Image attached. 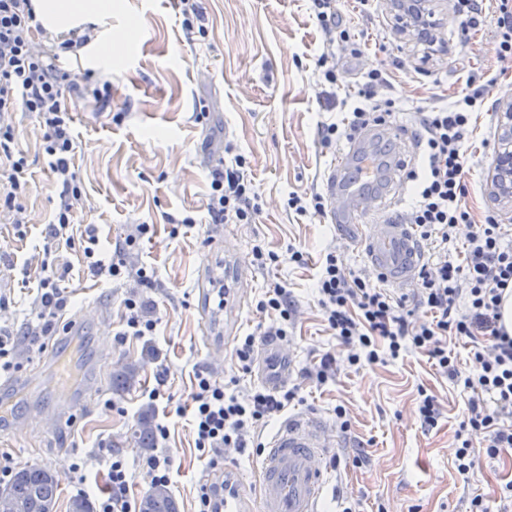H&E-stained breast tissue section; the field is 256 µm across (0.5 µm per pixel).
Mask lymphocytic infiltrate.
I'll list each match as a JSON object with an SVG mask.
<instances>
[{"label": "lymphocytic infiltrate", "instance_id": "1", "mask_svg": "<svg viewBox=\"0 0 512 512\" xmlns=\"http://www.w3.org/2000/svg\"><path fill=\"white\" fill-rule=\"evenodd\" d=\"M34 0H0V115L24 109L36 113L44 130L42 151L61 187L59 202L46 235L54 241L74 246L72 218L82 198L81 182L75 169L76 141L71 133L63 100L82 93L59 65L61 52L87 46L91 34L86 29L70 31L67 39L34 47L32 35L40 23ZM323 35L321 61L335 59V43H344L349 57L358 58L361 47L347 29L336 21V0H310ZM388 81L379 70L369 71L345 124L323 125L326 142L342 141L370 120L391 116L393 98L377 97L376 87ZM485 87L467 80L460 99L446 106L420 111L419 124L426 140V154L420 174L414 176L413 202L404 221L411 224L431 252L422 264L416 305L426 309V319H415L405 296L374 285L371 274H359L340 264L335 250H326L316 274L315 291L326 328L335 336L338 355H325L310 376L318 384L332 380L337 363L360 368L399 358L407 352L424 355L437 373L454 386L468 392L466 411L455 434L454 464L462 478H470L483 463L512 451V335L501 322L505 292L512 291V229L486 215L475 223L464 203L468 194L464 162L471 114L483 102ZM244 158L234 166L212 169L207 211L214 224H250L260 212L259 196L249 179ZM28 157L20 149L12 125L0 124V169L8 172V184L0 192V211L14 224L26 223L21 198L26 185L21 180ZM468 226L462 261L448 258V244L459 226ZM151 225L140 224L129 235L125 247L112 259H103L93 227L82 237L84 260L95 276L119 280L133 275L140 287L156 283L153 270L141 266L128 270L126 252L149 235ZM61 273L48 270L36 300L39 311L30 333L50 332L67 300L60 287ZM121 335L150 342L158 319L149 315L140 296L123 301ZM258 312L275 316L267 330L271 336H287L296 316L290 291L273 283L256 304ZM468 341L474 348L475 365L463 371L452 348L454 342ZM493 396L496 406L488 408L485 398ZM297 390L254 389L245 395L227 393L214 375L199 371L194 375L190 408L176 407V415L191 413L195 445L202 457L217 463L225 449H245L258 423L281 416L296 400ZM481 446H474L475 435ZM98 457L108 467L111 488L98 500L97 512H138L129 495V467L125 457L101 448Z\"/></svg>", "mask_w": 512, "mask_h": 512}]
</instances>
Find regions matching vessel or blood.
Instances as JSON below:
<instances>
[{"instance_id": "b4317fda", "label": "vessel or blood", "mask_w": 512, "mask_h": 512, "mask_svg": "<svg viewBox=\"0 0 512 512\" xmlns=\"http://www.w3.org/2000/svg\"><path fill=\"white\" fill-rule=\"evenodd\" d=\"M398 139L394 126H366L330 161L324 173L328 223L369 226L359 243L369 267L384 281L405 290L416 280L422 261L417 237L409 225L387 220L384 208L398 198L413 169L412 154L401 149L385 160L369 154L377 138ZM261 379L276 389L286 383L284 344L264 338ZM328 442L322 422L312 415L286 420L261 454L259 489L251 491L233 468H215L206 483L218 512H321L325 492Z\"/></svg>"}]
</instances>
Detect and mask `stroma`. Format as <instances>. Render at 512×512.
<instances>
[{
  "label": "stroma",
  "instance_id": "obj_1",
  "mask_svg": "<svg viewBox=\"0 0 512 512\" xmlns=\"http://www.w3.org/2000/svg\"><path fill=\"white\" fill-rule=\"evenodd\" d=\"M497 3L483 0L482 24L465 33L453 0H435L438 38L427 50L400 31L389 0H339L337 19L361 40L363 54L337 66L336 81L329 84L319 63L323 33L308 0H197L193 16L183 14L179 0H118L100 34L80 54L60 59L71 76L112 99L106 111L90 95L64 102L82 187L74 224L79 231L93 226L109 254L136 225H153L152 238L130 254L131 264L155 268L152 288H137L130 278L91 276L81 248L47 247L46 226L60 187L40 149L43 129L35 113L6 116L29 167L22 198L26 224L0 215V333L11 338L10 352L0 361L12 380L10 387H0V455L12 456L18 467L36 464L55 473L56 512H68L78 495L98 500L106 472L96 449L135 456L131 436L146 415L169 428L156 452L173 463L169 491L179 512H197L208 462L195 446L189 417L163 410L186 402L199 370L229 382L234 393L261 387L258 371L239 369L235 339L262 336L272 324L256 303L273 282L287 284L298 309L289 335V384L300 400L287 414L317 416L337 441L330 453L340 463L329 471L323 512H342L349 502L360 512H466L472 493L489 495L512 481V453L485 463L470 482L457 474L455 432L468 395L420 354L360 369L342 363L323 386L304 376L305 368L337 352L315 299L316 263L333 247L344 266L364 270L362 252L337 243L338 234L357 240L364 230L350 225L340 231L287 205L289 193L323 191L325 168L337 147L324 143L320 126L340 121L346 95H357L365 73L379 69L398 102L391 123L415 141L417 109L454 101L467 76L493 78L468 135L467 204L479 224L487 212L504 211L491 194L493 128L502 107L512 102V68L503 69L495 54ZM106 31L126 46L110 59L102 51ZM238 155L246 160L261 211L251 224L211 226V161L221 157L230 163ZM187 215L196 219L195 227L173 228L172 219ZM257 245L277 254L278 262L253 264ZM292 248L304 252L306 264L289 261ZM47 263L68 265V305L51 335L31 336L26 325L36 317L34 300ZM219 277L247 293L226 322L209 313L210 283ZM134 293L160 320L148 346L119 337L121 302ZM61 355L71 356L82 372L69 396L52 368ZM127 367L134 371L132 383L114 384L113 376ZM421 386L444 405L429 432L417 420ZM156 388L161 395L150 400ZM339 405L351 420L345 432L334 414ZM51 414L59 425L49 432L44 421ZM361 449L367 458L353 465Z\"/></svg>",
  "mask_w": 512,
  "mask_h": 512
}]
</instances>
